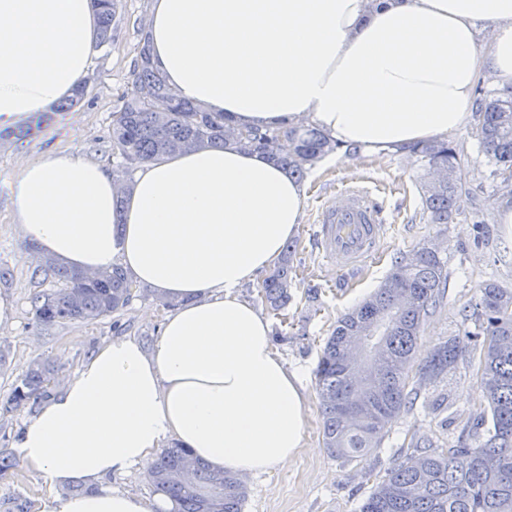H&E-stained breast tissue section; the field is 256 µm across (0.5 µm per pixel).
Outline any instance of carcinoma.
I'll return each mask as SVG.
<instances>
[{
	"label": "carcinoma",
	"mask_w": 512,
	"mask_h": 512,
	"mask_svg": "<svg viewBox=\"0 0 512 512\" xmlns=\"http://www.w3.org/2000/svg\"><path fill=\"white\" fill-rule=\"evenodd\" d=\"M100 16L101 43L111 41L118 0H92ZM131 90L112 121L111 154L122 159L112 175L127 182L133 166L158 157L228 142L268 155L288 174L304 179L325 157L337 152L336 141L314 127L234 130L224 116L177 97L151 62L148 33H139ZM475 136L490 175L509 185L512 179V93L481 88L476 103ZM48 113L34 116L17 131L0 138H22L43 130ZM421 174L424 212L430 224H448L460 208L464 159L449 139L409 149ZM296 244L288 243L267 272L259 290L266 309L280 315L293 299ZM40 267L65 287L35 298V319L44 325L90 322L128 306L132 282L115 265L88 274L56 262ZM448 270L440 248L423 243L400 254L381 284L356 307L340 315L318 358L315 377L322 414V440L329 453L361 461L381 447L388 426L412 405L422 384L463 362L484 389V404L467 432L447 448L417 438L407 454L375 483L360 512H512V288L487 282L460 311L462 333L420 355L422 327L442 302ZM380 336L378 368L362 374L352 339L363 333ZM57 371L51 359L29 365L4 407L18 410L48 396ZM156 494L172 504L170 512H243L244 482L216 470L174 443L163 449L148 471Z\"/></svg>",
	"instance_id": "obj_1"
}]
</instances>
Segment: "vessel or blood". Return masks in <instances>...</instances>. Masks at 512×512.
Returning <instances> with one entry per match:
<instances>
[{
	"label": "vessel or blood",
	"instance_id": "obj_1",
	"mask_svg": "<svg viewBox=\"0 0 512 512\" xmlns=\"http://www.w3.org/2000/svg\"><path fill=\"white\" fill-rule=\"evenodd\" d=\"M344 203L319 212L316 224L325 257L343 269L362 265L379 250L386 233L384 210L373 192L355 184L344 191Z\"/></svg>",
	"mask_w": 512,
	"mask_h": 512
}]
</instances>
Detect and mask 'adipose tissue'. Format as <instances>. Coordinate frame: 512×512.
<instances>
[{
  "instance_id": "adipose-tissue-1",
  "label": "adipose tissue",
  "mask_w": 512,
  "mask_h": 512,
  "mask_svg": "<svg viewBox=\"0 0 512 512\" xmlns=\"http://www.w3.org/2000/svg\"><path fill=\"white\" fill-rule=\"evenodd\" d=\"M148 28L181 99L236 129L309 122L344 146L434 139L465 124L482 70L512 84V0H154ZM97 33L89 0H0V128L72 95ZM10 198L40 255L120 265L177 303L153 349L113 338L25 423L17 446L53 490L47 512H156L104 481L171 440L240 476L299 453L306 390L240 290L296 233L301 184L229 144L141 164L121 190L75 146L24 161ZM78 478L99 492L61 493Z\"/></svg>"
}]
</instances>
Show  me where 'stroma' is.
I'll return each instance as SVG.
<instances>
[{
  "label": "stroma",
  "mask_w": 512,
  "mask_h": 512,
  "mask_svg": "<svg viewBox=\"0 0 512 512\" xmlns=\"http://www.w3.org/2000/svg\"><path fill=\"white\" fill-rule=\"evenodd\" d=\"M148 7L149 0H119L112 42L94 57L91 81L79 105L58 113L38 135L0 141V267L10 273L8 283L0 284V297L8 298L13 308L12 317L0 323V348L6 354V364L0 368V453L17 459L14 468L0 474V512L19 496L32 501V512L47 509L43 479L20 460L16 446L32 413L26 408L9 410L3 406L29 363L56 360L53 385L61 387L97 347L115 337L134 336L145 347H152L167 313L150 287L137 286L129 305L112 316L53 326L36 323L34 297L53 293L61 284L37 272L35 264L26 260L31 247L13 223L9 192V184L24 160L54 149L78 145L87 159L109 170L115 168V160L107 156L109 129L114 112L131 89L138 30L148 19ZM475 131L476 121L471 118L450 134L464 158L469 193L448 224L427 223L419 194L420 173L407 153L347 155L340 151L317 164L305 179L302 222L295 235V301L286 317L269 318L275 348L289 368L299 373L308 394L305 441L284 468L246 478L244 512H359L374 478L383 476L408 454L411 437H426L438 447H447L456 439L462 421L478 411L482 388L466 366H459L420 388L416 405L392 423L382 447L373 449L366 460L341 461L331 457L322 444L315 380L320 350L337 317L377 288L400 252L430 240L441 247L448 263L446 298L428 317L422 332L427 349L460 331L459 312L481 284L494 281L512 286V239L504 236L492 212L493 202L512 192L490 177ZM354 182L372 189L385 209L388 228L380 253L362 267L343 273L336 263L322 258L314 220L323 205L341 202V190ZM311 289L319 294V303L312 308L306 301ZM440 394L449 398L451 413L433 407L434 397Z\"/></svg>",
  "instance_id": "1"
}]
</instances>
